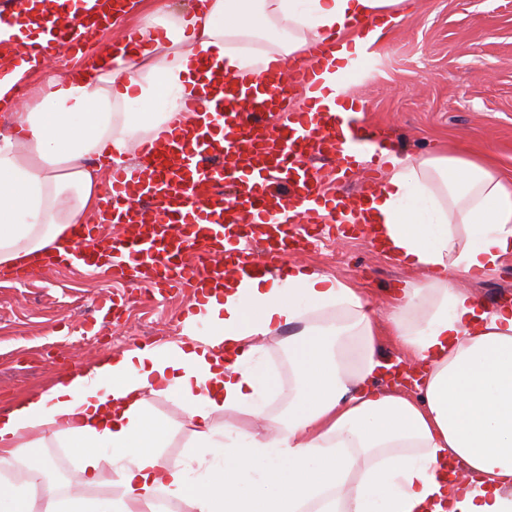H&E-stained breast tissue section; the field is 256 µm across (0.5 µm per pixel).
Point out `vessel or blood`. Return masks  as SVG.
<instances>
[{"instance_id": "b4317fda", "label": "vessel or blood", "mask_w": 512, "mask_h": 512, "mask_svg": "<svg viewBox=\"0 0 512 512\" xmlns=\"http://www.w3.org/2000/svg\"><path fill=\"white\" fill-rule=\"evenodd\" d=\"M123 2L0 0V46L12 41L15 17L25 11L43 35L35 55L58 58L81 48ZM336 41L330 33L310 45L293 69L274 62L256 81L229 78L187 99L188 122L173 123L164 140L142 143L135 166L113 165L97 214L120 233L92 236L74 226L73 246L45 265L105 266L135 289H191L202 305L225 275L242 277L256 263L275 267L291 245L326 225L346 233L365 224V199L383 187L392 138L367 125L364 101L345 87L351 71L335 98L288 109L296 88L316 84L324 50ZM218 125L220 138L212 132ZM328 156L336 159L332 195L318 164Z\"/></svg>"}]
</instances>
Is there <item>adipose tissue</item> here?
Here are the masks:
<instances>
[{"label":"adipose tissue","instance_id":"ef3b65f1","mask_svg":"<svg viewBox=\"0 0 512 512\" xmlns=\"http://www.w3.org/2000/svg\"><path fill=\"white\" fill-rule=\"evenodd\" d=\"M412 0H209L205 11L129 0L143 41L100 49L79 78L45 74L35 103L15 104L0 133V269L34 268L71 225L97 209L101 171L87 159L126 163L157 139L182 101L204 94L212 72L254 78L329 32L343 34L320 76L331 98L346 63L401 21ZM363 20L352 29L353 20ZM387 255L421 271L384 311L389 335L420 378L384 389L372 313L338 279L290 264L227 281L182 342L114 350L58 377L0 413V462L25 458L0 482L10 512H154L158 498L193 512H512V306L490 307L462 279L512 259V184L460 152L391 157L368 204ZM206 321V331L196 324ZM292 386L288 418L268 417L272 380L257 368L266 339L286 327ZM151 395L177 398L193 423L203 475L163 459L166 422ZM78 452L75 483L119 486L121 500L60 499L32 455L48 438Z\"/></svg>","mask_w":512,"mask_h":512}]
</instances>
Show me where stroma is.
<instances>
[{
  "mask_svg": "<svg viewBox=\"0 0 512 512\" xmlns=\"http://www.w3.org/2000/svg\"><path fill=\"white\" fill-rule=\"evenodd\" d=\"M361 67L365 74L352 90L372 125L393 129L398 155L427 156L451 145L492 158L512 180V0H416L415 11ZM293 258L350 284L378 310L404 282L420 277L359 231L306 246ZM128 290L106 274L65 267L36 272L23 283L0 276V412L107 351L181 340L194 304L185 292L141 291L121 321H95L96 298ZM287 347L283 332L267 340L262 354V370L277 390L266 410L283 419ZM148 408L170 426L164 457L184 459L192 427L180 403L152 396Z\"/></svg>",
  "mask_w": 512,
  "mask_h": 512,
  "instance_id": "stroma-1",
  "label": "stroma"
}]
</instances>
